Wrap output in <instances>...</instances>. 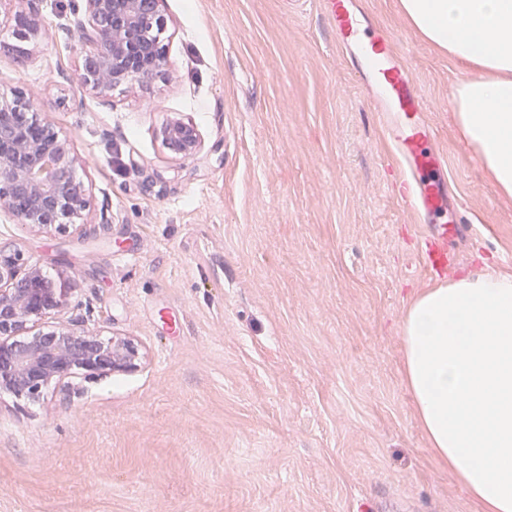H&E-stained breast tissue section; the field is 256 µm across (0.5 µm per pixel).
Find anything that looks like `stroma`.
Segmentation results:
<instances>
[{"mask_svg": "<svg viewBox=\"0 0 512 512\" xmlns=\"http://www.w3.org/2000/svg\"><path fill=\"white\" fill-rule=\"evenodd\" d=\"M422 90L464 231L452 277L512 273V196L462 139L464 64L364 0ZM0 94L35 93L83 163L81 225L0 210V249L40 265L85 331L133 339L130 373L38 401L0 393V512H476L433 457L403 382L401 320L433 287L369 90L322 0H159L166 64L102 98L44 0ZM193 123L196 158L162 145Z\"/></svg>", "mask_w": 512, "mask_h": 512, "instance_id": "1", "label": "stroma"}]
</instances>
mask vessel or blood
<instances>
[{"mask_svg":"<svg viewBox=\"0 0 512 512\" xmlns=\"http://www.w3.org/2000/svg\"><path fill=\"white\" fill-rule=\"evenodd\" d=\"M324 15L376 102L383 136L402 173L398 198L424 226L419 263L432 277L447 275L453 262L448 240L459 234L460 227L448 221V183L440 173L425 100L390 33L370 25L355 0H324Z\"/></svg>","mask_w":512,"mask_h":512,"instance_id":"b4317fda","label":"vessel or blood"}]
</instances>
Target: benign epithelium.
I'll use <instances>...</instances> for the list:
<instances>
[{"instance_id": "1", "label": "benign epithelium", "mask_w": 512, "mask_h": 512, "mask_svg": "<svg viewBox=\"0 0 512 512\" xmlns=\"http://www.w3.org/2000/svg\"><path fill=\"white\" fill-rule=\"evenodd\" d=\"M13 4L14 28L26 40L44 24L43 0H7ZM74 14L80 54L96 67L82 69L83 87L107 97L120 85L146 82L164 65L151 36L165 30L158 9L142 13L138 0H83ZM0 122L13 126L0 135V209L21 223L48 226L47 216L75 224L88 209L86 194L75 195L74 172L79 158L64 150L52 121L34 112L21 94L0 106ZM167 148L185 159L197 156L201 138L189 122L174 119L162 130ZM29 288L20 292L17 280ZM37 264L19 251L0 252V391L31 400L43 389L76 374L95 376L129 372L138 366L140 349L128 337L78 334L66 326L45 331L40 324L67 304L62 294L41 287Z\"/></svg>"}]
</instances>
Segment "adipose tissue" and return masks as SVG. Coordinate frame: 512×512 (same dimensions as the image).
I'll list each match as a JSON object with an SVG mask.
<instances>
[{"instance_id": "adipose-tissue-1", "label": "adipose tissue", "mask_w": 512, "mask_h": 512, "mask_svg": "<svg viewBox=\"0 0 512 512\" xmlns=\"http://www.w3.org/2000/svg\"><path fill=\"white\" fill-rule=\"evenodd\" d=\"M404 20L470 74L458 126L512 196V0H400ZM404 382L434 457L480 512H512V274L467 273L419 293L401 321Z\"/></svg>"}]
</instances>
